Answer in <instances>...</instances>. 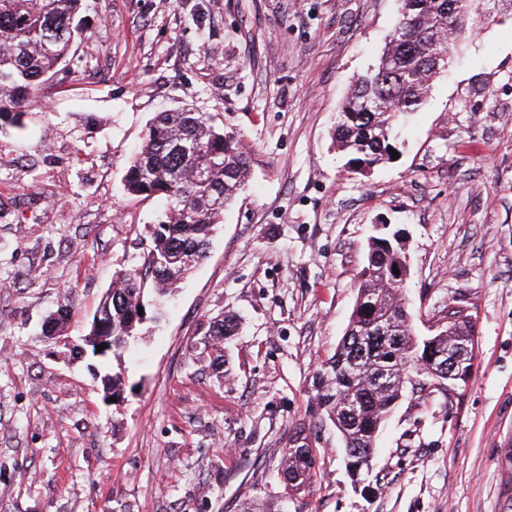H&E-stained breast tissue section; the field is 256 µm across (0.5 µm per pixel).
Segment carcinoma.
Returning a JSON list of instances; mask_svg holds the SVG:
<instances>
[{"label": "carcinoma", "mask_w": 512, "mask_h": 512, "mask_svg": "<svg viewBox=\"0 0 512 512\" xmlns=\"http://www.w3.org/2000/svg\"><path fill=\"white\" fill-rule=\"evenodd\" d=\"M401 16L385 50L354 88L338 113L335 136L348 164L370 167L389 160L393 131L419 111L433 79L450 61V45L442 31L463 34L472 0H401ZM84 0H0V120L22 127V109L30 95L66 62L77 37V15ZM249 152L242 139L224 131L213 115L190 107L161 112L149 123L140 149L123 177L133 197H160L166 202L162 220L150 232L144 265L158 296L180 282L207 257L214 227L244 188ZM407 269L404 243L396 231L379 230L370 238L359 273L357 297L342 341L323 362L315 382L318 415L340 432L346 467L355 482L372 466L381 426L399 399L401 371L422 364L439 389L453 381L450 371L431 360L462 354L459 373L471 370L475 329L470 314L448 308V321L431 336H413L405 290L391 279L393 267ZM144 278L138 270L113 276L98 311L107 316L112 350L123 348L147 321ZM235 316L212 323L209 337L216 358L224 340L236 335ZM285 487L311 486L321 473L320 451L308 437L292 439L280 463Z\"/></svg>", "instance_id": "1"}]
</instances>
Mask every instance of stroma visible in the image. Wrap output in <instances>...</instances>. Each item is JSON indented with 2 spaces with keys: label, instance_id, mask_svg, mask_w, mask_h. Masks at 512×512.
I'll list each match as a JSON object with an SVG mask.
<instances>
[{
  "label": "stroma",
  "instance_id": "35a3bbf8",
  "mask_svg": "<svg viewBox=\"0 0 512 512\" xmlns=\"http://www.w3.org/2000/svg\"><path fill=\"white\" fill-rule=\"evenodd\" d=\"M451 47L398 157L344 168L336 116L400 0H86L24 129L0 125V512H507L512 505V0ZM190 105L251 156L207 258L118 354L87 347L164 203L123 186L157 113ZM400 230L413 331L468 309L467 386H406L354 483L312 407L374 225ZM228 312L222 363L203 341ZM69 344L46 333L57 315ZM120 373L123 397L110 400ZM325 453L284 495L297 430Z\"/></svg>",
  "mask_w": 512,
  "mask_h": 512
}]
</instances>
